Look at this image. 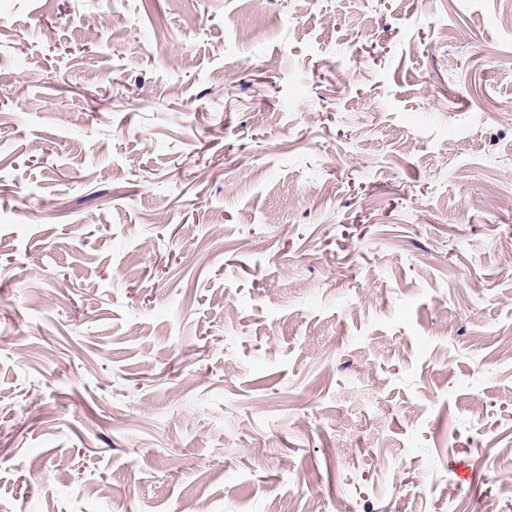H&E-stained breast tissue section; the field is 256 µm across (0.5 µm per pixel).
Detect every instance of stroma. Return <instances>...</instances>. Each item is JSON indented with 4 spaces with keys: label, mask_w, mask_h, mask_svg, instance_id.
Returning a JSON list of instances; mask_svg holds the SVG:
<instances>
[{
    "label": "stroma",
    "mask_w": 512,
    "mask_h": 512,
    "mask_svg": "<svg viewBox=\"0 0 512 512\" xmlns=\"http://www.w3.org/2000/svg\"><path fill=\"white\" fill-rule=\"evenodd\" d=\"M512 0H0V512H512Z\"/></svg>",
    "instance_id": "1"
}]
</instances>
